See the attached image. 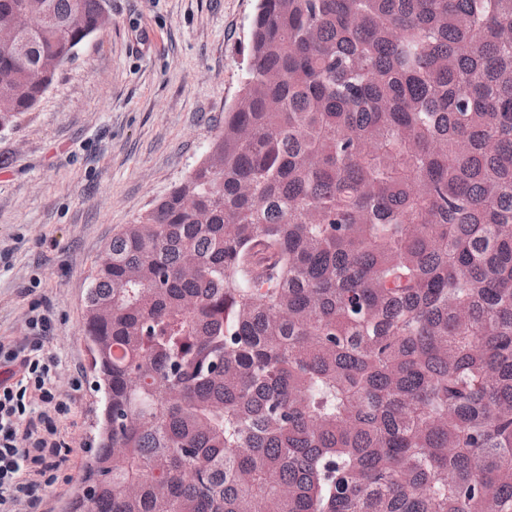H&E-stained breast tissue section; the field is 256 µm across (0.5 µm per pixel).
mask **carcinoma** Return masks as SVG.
I'll list each match as a JSON object with an SVG mask.
<instances>
[{"label": "carcinoma", "mask_w": 512, "mask_h": 512, "mask_svg": "<svg viewBox=\"0 0 512 512\" xmlns=\"http://www.w3.org/2000/svg\"><path fill=\"white\" fill-rule=\"evenodd\" d=\"M105 0L0 43V127ZM69 512H512V0H259L204 159L112 234Z\"/></svg>", "instance_id": "carcinoma-1"}]
</instances>
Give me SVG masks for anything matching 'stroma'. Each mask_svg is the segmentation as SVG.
I'll return each instance as SVG.
<instances>
[{
  "mask_svg": "<svg viewBox=\"0 0 512 512\" xmlns=\"http://www.w3.org/2000/svg\"><path fill=\"white\" fill-rule=\"evenodd\" d=\"M257 0H111L112 22L66 62L38 106L0 132V340L32 303L54 311L45 347L74 392L71 464L36 504L64 512L96 448L102 393L81 335L105 246L203 159L234 105Z\"/></svg>",
  "mask_w": 512,
  "mask_h": 512,
  "instance_id": "35a3bbf8",
  "label": "stroma"
}]
</instances>
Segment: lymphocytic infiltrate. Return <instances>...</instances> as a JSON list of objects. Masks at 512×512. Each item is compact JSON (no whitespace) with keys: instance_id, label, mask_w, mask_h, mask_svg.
<instances>
[{"instance_id":"obj_1","label":"lymphocytic infiltrate","mask_w":512,"mask_h":512,"mask_svg":"<svg viewBox=\"0 0 512 512\" xmlns=\"http://www.w3.org/2000/svg\"><path fill=\"white\" fill-rule=\"evenodd\" d=\"M52 325L51 309L37 304L26 340L0 342V512L52 486L70 453L62 424L71 399L55 389L59 361L45 351Z\"/></svg>"}]
</instances>
